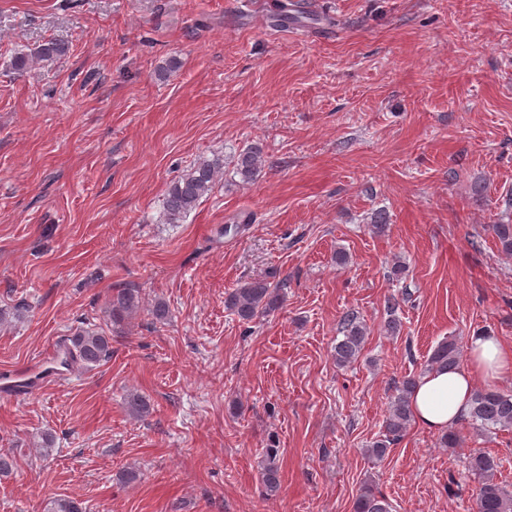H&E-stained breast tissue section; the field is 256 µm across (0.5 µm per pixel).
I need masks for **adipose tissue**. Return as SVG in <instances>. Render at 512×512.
<instances>
[{
    "instance_id": "ef3b65f1",
    "label": "adipose tissue",
    "mask_w": 512,
    "mask_h": 512,
    "mask_svg": "<svg viewBox=\"0 0 512 512\" xmlns=\"http://www.w3.org/2000/svg\"><path fill=\"white\" fill-rule=\"evenodd\" d=\"M509 377L512 349L488 334L471 337L463 364L433 369L419 380L411 396L414 421L428 430H446L467 414L476 381L493 388Z\"/></svg>"
}]
</instances>
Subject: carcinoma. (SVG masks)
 Wrapping results in <instances>:
<instances>
[{"instance_id": "cac0c4a2", "label": "carcinoma", "mask_w": 512, "mask_h": 512, "mask_svg": "<svg viewBox=\"0 0 512 512\" xmlns=\"http://www.w3.org/2000/svg\"><path fill=\"white\" fill-rule=\"evenodd\" d=\"M68 50V45L56 39H48L27 53L17 54L11 66L15 71H25L34 60L53 61ZM236 174L244 184L256 181L263 172L264 159L257 147H250L238 154L235 161ZM224 171V159L214 156L198 159L184 170L169 186L164 210L171 224L180 222L209 194ZM492 230L503 252L512 255V224H494ZM286 282L272 283L264 277L255 278L245 285L234 288L224 297V307L243 322H250L260 315H269L278 310L284 301ZM140 309V296L133 288H121L112 295L109 316L112 325L124 326L125 322ZM342 339L336 344L335 360L339 366L355 361L363 350L367 339V327L357 315L346 314L341 323ZM112 355V337L93 330H78L69 337L64 350L63 367L91 368ZM459 362V349L452 341H444L433 350L428 366L431 368H452ZM418 382L415 376L403 379L395 386L387 415L383 422V431L373 441L365 454L373 460L383 459L405 433L412 421L410 395ZM128 415L141 418L150 411L146 399L131 395L126 403ZM469 421L479 431L512 429V394L497 390L484 389L473 392ZM497 460L479 452L470 460V468L478 477L476 490V512H512V493L495 480ZM261 482L264 494L274 497L279 493L280 466L279 448L275 444L264 449ZM44 512H86L83 502L74 497H61L50 500ZM353 512H391L387 500L373 486L365 485L360 489L353 505Z\"/></svg>"}]
</instances>
